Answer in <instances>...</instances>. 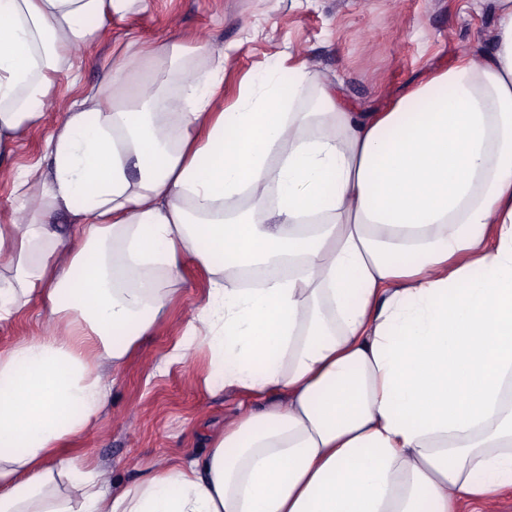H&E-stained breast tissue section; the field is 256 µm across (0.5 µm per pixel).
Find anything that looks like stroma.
<instances>
[{"mask_svg":"<svg viewBox=\"0 0 512 512\" xmlns=\"http://www.w3.org/2000/svg\"><path fill=\"white\" fill-rule=\"evenodd\" d=\"M493 23L489 0H134L113 13L103 41L76 52L73 68L57 74L52 96L66 100L99 85L116 64L139 67L127 47L136 40L186 47L171 71L175 85L204 81L209 52L223 51L227 107L268 71L285 77L303 66L336 84L350 111L381 112L409 83L486 50ZM64 119L62 109L49 108L0 159L1 221L14 201L13 174L42 162L45 140ZM208 277L203 263L186 257L176 297L153 334L130 352L120 373L101 368L116 377L109 403L69 452L94 459L116 487L201 452L207 435L222 430L247 400L206 388V379L217 375L208 350L164 361L205 303ZM43 324L39 303H30L0 322V350Z\"/></svg>","mask_w":512,"mask_h":512,"instance_id":"35a3bbf8","label":"stroma"}]
</instances>
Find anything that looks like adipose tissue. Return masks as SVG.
I'll return each instance as SVG.
<instances>
[{
	"label": "adipose tissue",
	"instance_id": "1",
	"mask_svg": "<svg viewBox=\"0 0 512 512\" xmlns=\"http://www.w3.org/2000/svg\"><path fill=\"white\" fill-rule=\"evenodd\" d=\"M134 0H0V152L38 125L57 73ZM488 51L382 112L317 74L270 72L218 107L223 60L167 88L178 44L78 95L0 225V321L50 328L0 351V512H462L512 486V0ZM243 198L247 209L226 214ZM71 215L69 249L50 219ZM207 299L170 361L207 347L259 399L202 456L113 490L59 457L92 425L172 299L185 255ZM288 263L260 288L239 268ZM78 474L71 493L55 471Z\"/></svg>",
	"mask_w": 512,
	"mask_h": 512
}]
</instances>
